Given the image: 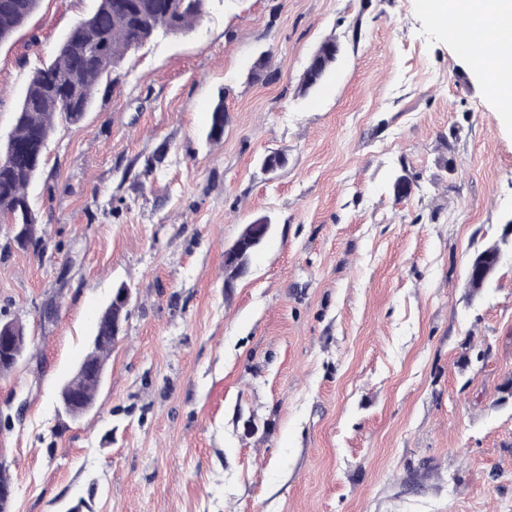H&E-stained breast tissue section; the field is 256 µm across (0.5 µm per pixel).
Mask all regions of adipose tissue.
Wrapping results in <instances>:
<instances>
[{
	"label": "adipose tissue",
	"mask_w": 512,
	"mask_h": 512,
	"mask_svg": "<svg viewBox=\"0 0 512 512\" xmlns=\"http://www.w3.org/2000/svg\"><path fill=\"white\" fill-rule=\"evenodd\" d=\"M428 14L439 22L465 17L472 31L481 32L492 24L499 49L492 58H484L475 48L467 54L484 74L491 97L502 103L512 101V0H428Z\"/></svg>",
	"instance_id": "ef3b65f1"
}]
</instances>
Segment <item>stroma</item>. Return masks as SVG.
<instances>
[{
	"label": "stroma",
	"instance_id": "obj_1",
	"mask_svg": "<svg viewBox=\"0 0 512 512\" xmlns=\"http://www.w3.org/2000/svg\"><path fill=\"white\" fill-rule=\"evenodd\" d=\"M96 4L41 0L0 44V138ZM116 74L56 121L28 188L44 253L0 224V317L31 339L0 377L12 512H512V251L467 286L512 240V124L454 31L418 0H211ZM262 216L225 288V247ZM122 284V337L72 419L56 393ZM335 40L329 39L323 42L317 49L316 62L313 66H306L300 81V92L305 95L311 89L318 86L326 73L336 64V55L333 54L330 47Z\"/></svg>",
	"mask_w": 512,
	"mask_h": 512
}]
</instances>
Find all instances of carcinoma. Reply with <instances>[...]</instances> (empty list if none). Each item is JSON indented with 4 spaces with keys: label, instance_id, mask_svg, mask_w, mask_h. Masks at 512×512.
<instances>
[{
    "label": "carcinoma",
    "instance_id": "1",
    "mask_svg": "<svg viewBox=\"0 0 512 512\" xmlns=\"http://www.w3.org/2000/svg\"><path fill=\"white\" fill-rule=\"evenodd\" d=\"M40 0H0V43L24 26ZM205 0H98L93 13L75 24L59 43L50 62L36 69L29 80L6 141L0 143V217L12 226H23V246L36 245V219L27 188L38 175L36 160L53 131L59 115L72 125L81 123L101 85L112 84V73L125 55L155 35L192 29L206 14ZM334 40L323 42L314 65H308L300 81L307 94L318 86L336 64ZM224 95H219L207 126V139L224 137ZM88 349L69 385L95 402L99 371L112 351V311L99 313Z\"/></svg>",
    "mask_w": 512,
    "mask_h": 512
}]
</instances>
